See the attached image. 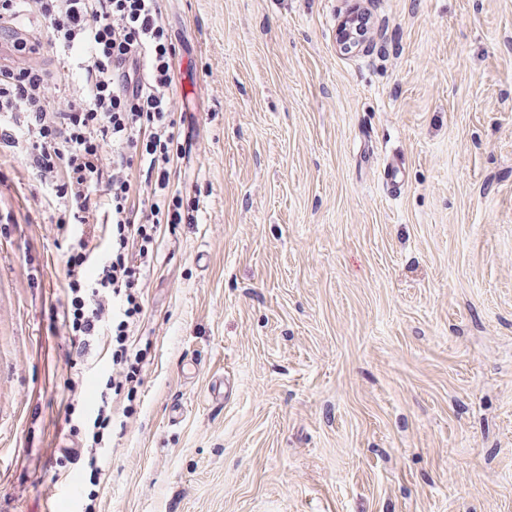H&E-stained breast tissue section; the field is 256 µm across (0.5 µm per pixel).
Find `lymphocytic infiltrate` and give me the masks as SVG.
Segmentation results:
<instances>
[{"label": "lymphocytic infiltrate", "instance_id": "lymphocytic-infiltrate-1", "mask_svg": "<svg viewBox=\"0 0 512 512\" xmlns=\"http://www.w3.org/2000/svg\"><path fill=\"white\" fill-rule=\"evenodd\" d=\"M30 12L40 17L45 39L16 36ZM0 24L12 32L0 57V157L19 159L58 205L56 229L66 243L67 365H84L93 343L109 339L110 361L99 372L94 407L82 399L83 378L67 384L66 428L80 448L55 460L58 467L82 470L95 487L112 444V394L147 364L134 330L161 227L196 223L200 211L195 198L183 208L166 205L180 159L172 148L175 48L159 0H0ZM32 54L62 59L79 84L80 94L65 110H55L45 96L57 72L45 62L29 64ZM135 169L146 188L139 200L132 197ZM100 194L109 245L94 259L76 227L86 223Z\"/></svg>", "mask_w": 512, "mask_h": 512}]
</instances>
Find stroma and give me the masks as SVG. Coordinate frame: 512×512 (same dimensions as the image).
Instances as JSON below:
<instances>
[{
	"label": "stroma",
	"instance_id": "1",
	"mask_svg": "<svg viewBox=\"0 0 512 512\" xmlns=\"http://www.w3.org/2000/svg\"><path fill=\"white\" fill-rule=\"evenodd\" d=\"M348 6L163 0L199 221L162 229L93 512H512V0H361L352 53ZM24 176L0 160V512H74L58 212Z\"/></svg>",
	"mask_w": 512,
	"mask_h": 512
}]
</instances>
